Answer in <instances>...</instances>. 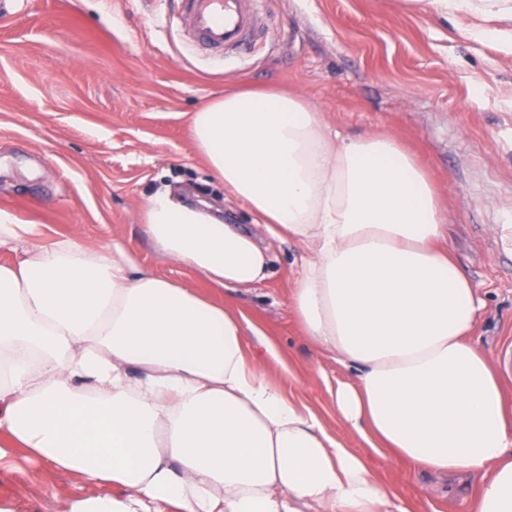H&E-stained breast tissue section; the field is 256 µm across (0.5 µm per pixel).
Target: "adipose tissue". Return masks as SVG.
<instances>
[{
	"mask_svg": "<svg viewBox=\"0 0 512 512\" xmlns=\"http://www.w3.org/2000/svg\"><path fill=\"white\" fill-rule=\"evenodd\" d=\"M213 175L266 230L308 250L289 302L345 369L339 418L388 463L479 478L473 512H512V422L482 307L436 191L395 138L332 134L300 94L230 88L192 115ZM156 248L247 291L269 251L210 210L148 197ZM0 460L75 476L62 512H408L361 456L252 355L241 318L139 268L120 245L45 243L0 212Z\"/></svg>",
	"mask_w": 512,
	"mask_h": 512,
	"instance_id": "adipose-tissue-1",
	"label": "adipose tissue"
}]
</instances>
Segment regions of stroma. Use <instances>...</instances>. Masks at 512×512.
Listing matches in <instances>:
<instances>
[{"instance_id": "stroma-1", "label": "stroma", "mask_w": 512, "mask_h": 512, "mask_svg": "<svg viewBox=\"0 0 512 512\" xmlns=\"http://www.w3.org/2000/svg\"><path fill=\"white\" fill-rule=\"evenodd\" d=\"M476 2L442 17L409 0H259L263 39L243 56L198 46L180 0H10L0 12V212L49 242L76 232L92 249L119 243L147 272L244 315L251 352L269 342L281 355L272 379L411 512H472L477 479L385 466L337 417L331 391L353 375L304 335L289 304L301 244L270 240L263 284L218 291L164 257L139 214L169 187L213 204L225 223H254L193 145V112L231 86L303 94L345 135L395 136L435 182L448 244L484 302L475 339L512 411V252L501 242L512 225V25ZM36 474L56 498L20 499ZM79 486L34 464L0 469V501L19 512H60Z\"/></svg>"}]
</instances>
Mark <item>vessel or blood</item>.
<instances>
[{
    "label": "vessel or blood",
    "mask_w": 512,
    "mask_h": 512,
    "mask_svg": "<svg viewBox=\"0 0 512 512\" xmlns=\"http://www.w3.org/2000/svg\"><path fill=\"white\" fill-rule=\"evenodd\" d=\"M204 43L216 50L252 51L260 25L255 0H183Z\"/></svg>",
    "instance_id": "vessel-or-blood-1"
}]
</instances>
